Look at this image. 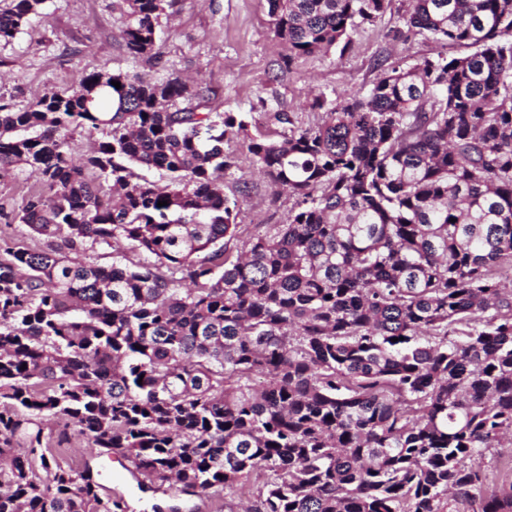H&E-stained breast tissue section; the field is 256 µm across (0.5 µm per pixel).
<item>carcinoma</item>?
Here are the masks:
<instances>
[{"instance_id": "1", "label": "carcinoma", "mask_w": 512, "mask_h": 512, "mask_svg": "<svg viewBox=\"0 0 512 512\" xmlns=\"http://www.w3.org/2000/svg\"><path fill=\"white\" fill-rule=\"evenodd\" d=\"M391 2L268 0L296 56L347 50ZM412 2L394 40L473 52L378 60L313 126L253 131L179 107L198 86L107 71L0 105V172L40 177L0 218L44 241L0 234V512H123L65 461L71 424L141 489L228 512L246 484L248 512H512V471L491 489L486 464L512 440V0ZM44 3L12 0L0 42ZM123 3L127 50L154 59L164 0ZM76 128L103 134L79 161ZM230 139L295 198L285 223H235Z\"/></svg>"}]
</instances>
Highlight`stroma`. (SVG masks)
<instances>
[{
    "label": "stroma",
    "instance_id": "35a3bbf8",
    "mask_svg": "<svg viewBox=\"0 0 512 512\" xmlns=\"http://www.w3.org/2000/svg\"><path fill=\"white\" fill-rule=\"evenodd\" d=\"M411 0H392L375 24L353 31L347 51L333 49L292 59L286 43L275 37L267 0H172L160 16L157 57L131 55L122 39L125 15L121 0H46L43 14L25 25L14 39L0 42V104L21 108L44 95L70 89L79 76L105 69L114 73H145L154 80L181 77L205 87L197 106L202 112H237L264 123L269 111L294 113L300 125L317 121L310 107L313 96L333 103L343 95L367 90L375 77L374 60L409 67L423 57L465 54L462 46H447L427 36L394 42L390 30L402 26ZM224 191L238 202L240 224L284 223L294 200L273 196L266 179L248 155L224 177ZM53 429L67 428L68 461L90 468L99 483L116 485L129 496L130 512L155 504L178 506L180 512H218L217 503L187 496L168 487L141 490L136 483L114 484L122 469L118 456L89 452L77 426L52 419Z\"/></svg>",
    "mask_w": 512,
    "mask_h": 512
}]
</instances>
